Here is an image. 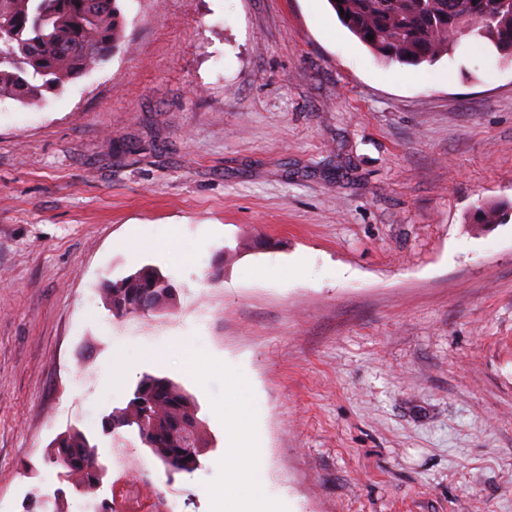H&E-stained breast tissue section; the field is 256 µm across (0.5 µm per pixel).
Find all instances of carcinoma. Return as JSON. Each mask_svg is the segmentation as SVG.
Here are the masks:
<instances>
[{
	"label": "carcinoma",
	"mask_w": 512,
	"mask_h": 512,
	"mask_svg": "<svg viewBox=\"0 0 512 512\" xmlns=\"http://www.w3.org/2000/svg\"><path fill=\"white\" fill-rule=\"evenodd\" d=\"M120 0H0V98L38 105L44 92L59 89L104 63L124 45ZM337 18L387 64H433L463 40L484 44L512 62V0H329ZM373 39H367V35ZM496 205L478 208L474 223L501 222ZM177 288L153 266H144L106 289L116 317L163 310ZM200 406L179 383L143 374L126 403L102 421V434L135 436L171 472L199 466L203 431L182 442L180 431ZM95 438L73 429L51 449L49 463L90 488L102 484L107 468L98 461Z\"/></svg>",
	"instance_id": "obj_1"
}]
</instances>
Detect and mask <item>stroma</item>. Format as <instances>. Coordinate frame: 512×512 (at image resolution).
<instances>
[{
  "mask_svg": "<svg viewBox=\"0 0 512 512\" xmlns=\"http://www.w3.org/2000/svg\"><path fill=\"white\" fill-rule=\"evenodd\" d=\"M121 9L127 48L0 100V512L70 427L120 512H222L237 413L281 512H512V219L471 228L512 205V64H385L328 0ZM145 265L173 307L114 317ZM146 372L200 406L193 472L101 434Z\"/></svg>",
  "mask_w": 512,
  "mask_h": 512,
  "instance_id": "35a3bbf8",
  "label": "stroma"
}]
</instances>
